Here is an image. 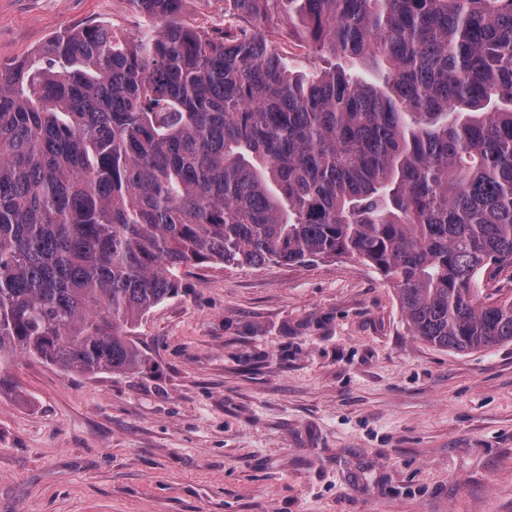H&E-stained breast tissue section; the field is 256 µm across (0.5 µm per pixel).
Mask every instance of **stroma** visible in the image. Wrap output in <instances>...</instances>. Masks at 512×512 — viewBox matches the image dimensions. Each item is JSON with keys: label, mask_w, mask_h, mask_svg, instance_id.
<instances>
[{"label": "stroma", "mask_w": 512, "mask_h": 512, "mask_svg": "<svg viewBox=\"0 0 512 512\" xmlns=\"http://www.w3.org/2000/svg\"><path fill=\"white\" fill-rule=\"evenodd\" d=\"M127 0H0V64ZM132 374L0 370V512H512V343L413 336L352 259L192 266Z\"/></svg>", "instance_id": "obj_1"}]
</instances>
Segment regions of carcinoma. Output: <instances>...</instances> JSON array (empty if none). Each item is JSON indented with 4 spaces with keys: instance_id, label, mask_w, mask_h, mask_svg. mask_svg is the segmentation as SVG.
<instances>
[{
    "instance_id": "obj_1",
    "label": "carcinoma",
    "mask_w": 512,
    "mask_h": 512,
    "mask_svg": "<svg viewBox=\"0 0 512 512\" xmlns=\"http://www.w3.org/2000/svg\"><path fill=\"white\" fill-rule=\"evenodd\" d=\"M129 2L132 35L0 66V366L132 373L180 268L342 256L421 340L512 342V297L475 288L512 266V0H224L238 38Z\"/></svg>"
}]
</instances>
